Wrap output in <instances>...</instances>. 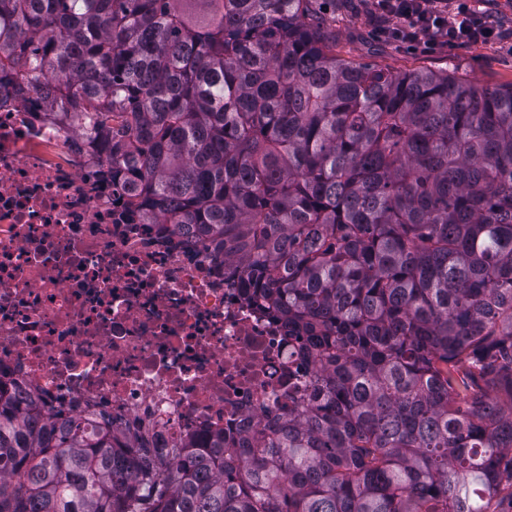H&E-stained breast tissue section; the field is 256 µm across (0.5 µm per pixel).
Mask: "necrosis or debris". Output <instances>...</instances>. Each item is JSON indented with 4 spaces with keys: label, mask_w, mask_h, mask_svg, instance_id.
<instances>
[{
    "label": "necrosis or debris",
    "mask_w": 512,
    "mask_h": 512,
    "mask_svg": "<svg viewBox=\"0 0 512 512\" xmlns=\"http://www.w3.org/2000/svg\"><path fill=\"white\" fill-rule=\"evenodd\" d=\"M0 90V381L42 415L182 449L286 417L314 378L201 242L131 222L108 159Z\"/></svg>",
    "instance_id": "4bbe7bcc"
}]
</instances>
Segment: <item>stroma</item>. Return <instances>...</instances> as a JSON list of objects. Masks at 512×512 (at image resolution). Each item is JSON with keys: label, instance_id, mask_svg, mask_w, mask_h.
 Here are the masks:
<instances>
[{"label": "stroma", "instance_id": "obj_1", "mask_svg": "<svg viewBox=\"0 0 512 512\" xmlns=\"http://www.w3.org/2000/svg\"><path fill=\"white\" fill-rule=\"evenodd\" d=\"M367 10V0H336V52L341 57L392 74L414 69L448 70L483 86L505 88L512 85V45L432 52L416 44L387 43L377 38Z\"/></svg>", "mask_w": 512, "mask_h": 512}]
</instances>
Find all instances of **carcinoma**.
Instances as JSON below:
<instances>
[{
    "label": "carcinoma",
    "instance_id": "1",
    "mask_svg": "<svg viewBox=\"0 0 512 512\" xmlns=\"http://www.w3.org/2000/svg\"><path fill=\"white\" fill-rule=\"evenodd\" d=\"M317 0H0V83L210 245L315 382L176 454L0 385V512H488L512 490V86L336 56Z\"/></svg>",
    "mask_w": 512,
    "mask_h": 512
}]
</instances>
